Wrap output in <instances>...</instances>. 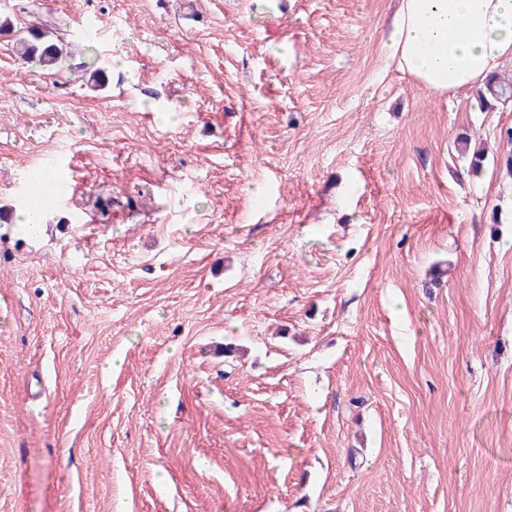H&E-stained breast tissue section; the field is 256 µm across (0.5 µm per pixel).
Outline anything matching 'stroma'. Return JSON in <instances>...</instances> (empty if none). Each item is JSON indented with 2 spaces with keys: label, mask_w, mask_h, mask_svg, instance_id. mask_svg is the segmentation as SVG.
Wrapping results in <instances>:
<instances>
[{
  "label": "stroma",
  "mask_w": 512,
  "mask_h": 512,
  "mask_svg": "<svg viewBox=\"0 0 512 512\" xmlns=\"http://www.w3.org/2000/svg\"><path fill=\"white\" fill-rule=\"evenodd\" d=\"M34 2L70 70L0 37V512H512V110L389 67L393 0ZM18 216L20 218L18 224H22L30 236L40 234L45 224V210L43 204L36 208L24 205L18 212Z\"/></svg>",
  "instance_id": "obj_1"
}]
</instances>
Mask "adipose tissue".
I'll list each match as a JSON object with an SVG mask.
<instances>
[{
  "instance_id": "obj_1",
  "label": "adipose tissue",
  "mask_w": 512,
  "mask_h": 512,
  "mask_svg": "<svg viewBox=\"0 0 512 512\" xmlns=\"http://www.w3.org/2000/svg\"><path fill=\"white\" fill-rule=\"evenodd\" d=\"M386 52L431 95L480 90L512 64V0H398Z\"/></svg>"
}]
</instances>
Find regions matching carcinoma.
<instances>
[{"label":"carcinoma","mask_w":512,"mask_h":512,"mask_svg":"<svg viewBox=\"0 0 512 512\" xmlns=\"http://www.w3.org/2000/svg\"><path fill=\"white\" fill-rule=\"evenodd\" d=\"M10 38L13 51L25 60L39 64L44 77L54 80L64 70L69 57L68 44L53 32V24L32 14L27 23L17 25L8 15L0 16V36ZM512 99V81L499 76L490 78L486 88L476 93V106L489 112Z\"/></svg>","instance_id":"1"}]
</instances>
